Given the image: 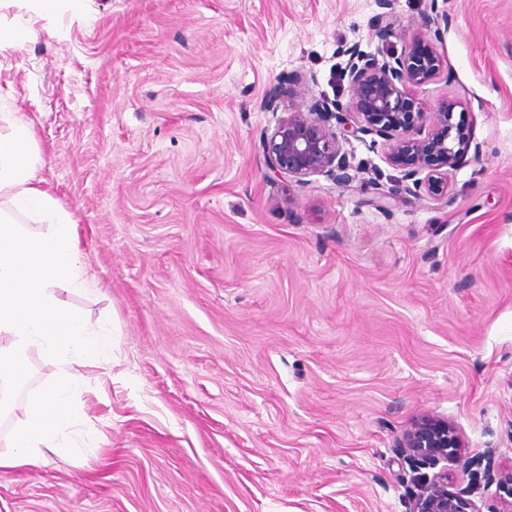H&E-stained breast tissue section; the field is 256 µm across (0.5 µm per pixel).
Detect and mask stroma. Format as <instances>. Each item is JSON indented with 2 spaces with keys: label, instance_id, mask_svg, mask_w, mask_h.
Returning <instances> with one entry per match:
<instances>
[{
  "label": "stroma",
  "instance_id": "35a3bbf8",
  "mask_svg": "<svg viewBox=\"0 0 512 512\" xmlns=\"http://www.w3.org/2000/svg\"><path fill=\"white\" fill-rule=\"evenodd\" d=\"M434 6L448 79L411 92L479 146L451 204L371 206L398 171L367 139L350 186L269 179L266 92L348 100L344 49L401 51ZM27 25L0 108L33 120L98 281L56 294L112 355L72 453L0 472V512H410L398 439L424 414L512 466V0H84ZM29 364L0 451L56 380Z\"/></svg>",
  "mask_w": 512,
  "mask_h": 512
}]
</instances>
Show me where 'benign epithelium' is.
I'll use <instances>...</instances> for the list:
<instances>
[{
	"label": "benign epithelium",
	"mask_w": 512,
	"mask_h": 512,
	"mask_svg": "<svg viewBox=\"0 0 512 512\" xmlns=\"http://www.w3.org/2000/svg\"><path fill=\"white\" fill-rule=\"evenodd\" d=\"M448 15L437 11L416 28L401 53H365L353 45L343 50L350 96L345 102L326 97L307 98L303 89L288 96L280 88L269 90L263 101L267 112H282L275 126L260 131L259 146L265 166L275 177L306 185L314 176H325L336 186L353 182L363 166L354 164L343 143L358 135L381 143L386 160L400 170L391 187L371 201L388 213L403 194L444 208L451 203L448 182L471 146V130L454 120L456 103L442 101L427 112L406 91L444 76L443 55L430 46L429 36L440 38V23ZM406 459L417 471L418 493L413 512H481L477 504L448 485L456 476L466 448L463 434L446 420L422 416L411 423L400 440ZM494 512H512V468L499 474Z\"/></svg>",
	"instance_id": "obj_1"
}]
</instances>
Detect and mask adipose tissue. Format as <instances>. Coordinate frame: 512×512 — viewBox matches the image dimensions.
Instances as JSON below:
<instances>
[{"mask_svg": "<svg viewBox=\"0 0 512 512\" xmlns=\"http://www.w3.org/2000/svg\"><path fill=\"white\" fill-rule=\"evenodd\" d=\"M42 157L33 121L0 113V385H22L28 359L39 352L59 369L57 382L27 404L0 471L24 468L47 454L70 452L67 431L80 413L72 396L83 368L107 345L61 302L58 287H87L73 212L53 197L40 175Z\"/></svg>", "mask_w": 512, "mask_h": 512, "instance_id": "ef3b65f1", "label": "adipose tissue"}]
</instances>
